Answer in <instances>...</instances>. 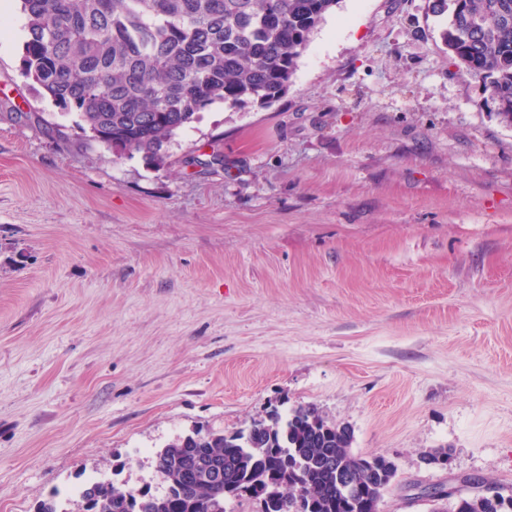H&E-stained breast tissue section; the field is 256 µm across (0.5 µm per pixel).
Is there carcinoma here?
Returning a JSON list of instances; mask_svg holds the SVG:
<instances>
[{
    "instance_id": "cac0c4a2",
    "label": "carcinoma",
    "mask_w": 512,
    "mask_h": 512,
    "mask_svg": "<svg viewBox=\"0 0 512 512\" xmlns=\"http://www.w3.org/2000/svg\"><path fill=\"white\" fill-rule=\"evenodd\" d=\"M21 64L92 141L163 163L164 145L196 114L224 103L269 106L339 0H20ZM448 15L442 38L465 74L484 82L512 126V0H432ZM346 426L311 406L258 420L246 432L195 431L156 453L163 491L145 499L94 482L95 512H224L242 484L260 500L275 488L306 512H378L397 468L351 451ZM436 512H496L484 495Z\"/></svg>"
}]
</instances>
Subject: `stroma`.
<instances>
[{
    "mask_svg": "<svg viewBox=\"0 0 512 512\" xmlns=\"http://www.w3.org/2000/svg\"><path fill=\"white\" fill-rule=\"evenodd\" d=\"M10 8L0 512L160 490L176 437L307 405L394 461L378 512L463 475L512 491V126L431 0H340L280 100L198 113L164 165L39 95Z\"/></svg>",
    "mask_w": 512,
    "mask_h": 512,
    "instance_id": "1",
    "label": "stroma"
}]
</instances>
